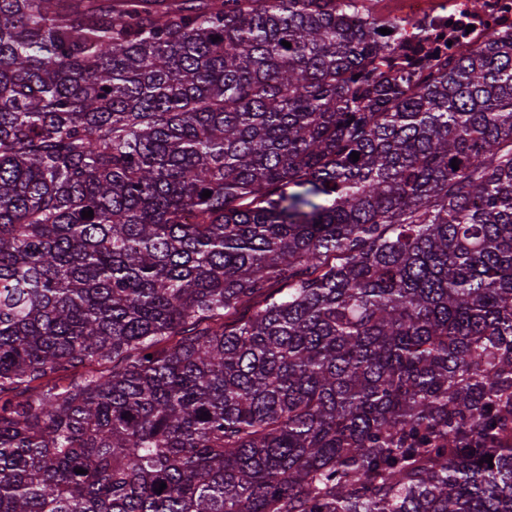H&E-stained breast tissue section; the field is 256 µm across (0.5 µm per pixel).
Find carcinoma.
<instances>
[{"instance_id":"obj_1","label":"carcinoma","mask_w":512,"mask_h":512,"mask_svg":"<svg viewBox=\"0 0 512 512\" xmlns=\"http://www.w3.org/2000/svg\"><path fill=\"white\" fill-rule=\"evenodd\" d=\"M355 8L0 0V512H512V36Z\"/></svg>"}]
</instances>
